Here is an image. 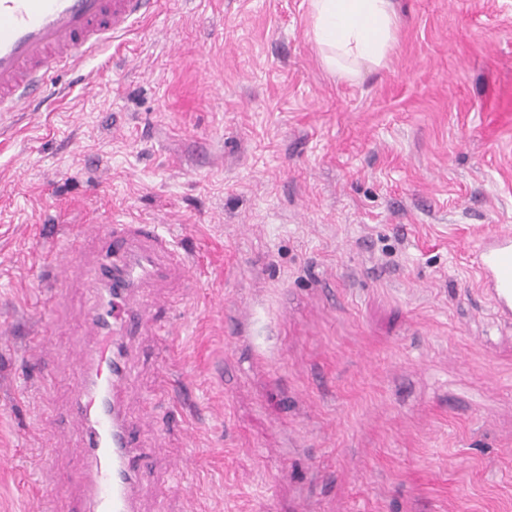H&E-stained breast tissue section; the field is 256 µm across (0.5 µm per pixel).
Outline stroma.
<instances>
[{"mask_svg": "<svg viewBox=\"0 0 512 512\" xmlns=\"http://www.w3.org/2000/svg\"><path fill=\"white\" fill-rule=\"evenodd\" d=\"M330 72L309 0H163L0 125V512H69L66 358L96 342L83 225H165L119 400L157 454L138 512H512V325L466 258L512 227V0H395ZM38 365H31V356Z\"/></svg>", "mask_w": 512, "mask_h": 512, "instance_id": "obj_1", "label": "stroma"}]
</instances>
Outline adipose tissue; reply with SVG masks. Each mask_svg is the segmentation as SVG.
I'll return each instance as SVG.
<instances>
[{
	"label": "adipose tissue",
	"instance_id": "ef3b65f1",
	"mask_svg": "<svg viewBox=\"0 0 512 512\" xmlns=\"http://www.w3.org/2000/svg\"><path fill=\"white\" fill-rule=\"evenodd\" d=\"M309 35L327 68L354 75L357 64H382L395 42L394 0H310Z\"/></svg>",
	"mask_w": 512,
	"mask_h": 512
}]
</instances>
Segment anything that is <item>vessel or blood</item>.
<instances>
[{"label": "vessel or blood", "instance_id": "obj_1", "mask_svg": "<svg viewBox=\"0 0 512 512\" xmlns=\"http://www.w3.org/2000/svg\"><path fill=\"white\" fill-rule=\"evenodd\" d=\"M158 0H0V112L42 102L52 74L95 58L154 14ZM99 261L88 276L101 297L90 311L100 336L75 360L74 411L84 424L87 462L75 482L86 493L78 512H137L135 485L148 464L116 395L131 375L122 340L139 324L130 294L168 266L189 268L188 253L156 224L119 221L90 228ZM479 291L497 320L512 324V229L484 236L469 256Z\"/></svg>", "mask_w": 512, "mask_h": 512}]
</instances>
